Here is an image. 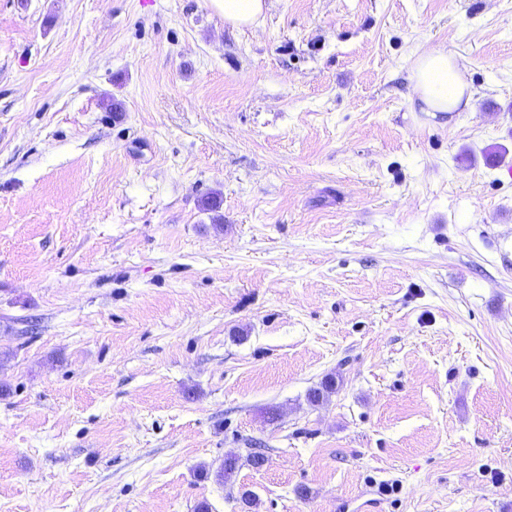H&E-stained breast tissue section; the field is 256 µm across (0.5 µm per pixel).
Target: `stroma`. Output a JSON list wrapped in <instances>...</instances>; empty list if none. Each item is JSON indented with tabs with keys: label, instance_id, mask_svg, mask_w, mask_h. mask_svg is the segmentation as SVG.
Segmentation results:
<instances>
[{
	"label": "stroma",
	"instance_id": "1",
	"mask_svg": "<svg viewBox=\"0 0 512 512\" xmlns=\"http://www.w3.org/2000/svg\"><path fill=\"white\" fill-rule=\"evenodd\" d=\"M491 157L512 0H0V512H512ZM211 3L234 28L252 25L265 10L264 0H211ZM415 90L429 112H457L464 103L465 87L462 83L455 56L448 49H431L421 54L414 64Z\"/></svg>",
	"mask_w": 512,
	"mask_h": 512
}]
</instances>
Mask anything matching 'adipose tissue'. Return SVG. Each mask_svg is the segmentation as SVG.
I'll list each match as a JSON object with an SVG mask.
<instances>
[{
	"mask_svg": "<svg viewBox=\"0 0 512 512\" xmlns=\"http://www.w3.org/2000/svg\"><path fill=\"white\" fill-rule=\"evenodd\" d=\"M415 90L434 112H454L462 103L465 87L455 56L448 49H431L414 64Z\"/></svg>",
	"mask_w": 512,
	"mask_h": 512,
	"instance_id": "adipose-tissue-1",
	"label": "adipose tissue"
}]
</instances>
